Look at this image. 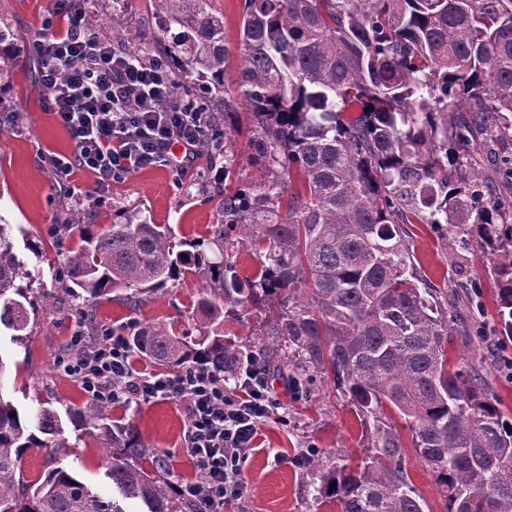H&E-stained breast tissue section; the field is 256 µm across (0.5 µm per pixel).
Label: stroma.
<instances>
[{
  "label": "stroma",
  "mask_w": 512,
  "mask_h": 512,
  "mask_svg": "<svg viewBox=\"0 0 512 512\" xmlns=\"http://www.w3.org/2000/svg\"><path fill=\"white\" fill-rule=\"evenodd\" d=\"M53 6V0H0V19L7 20L18 42L27 45L42 29ZM127 10L126 26L113 38L136 51L143 62H152L156 54L148 33L151 0H129ZM73 147L53 114L49 92L28 71L18 72L0 96V222L21 225V233L12 239L14 250L27 269L39 271L47 288L63 269L62 258L53 247L57 236L51 231L57 200L72 187H92L95 180L91 172L79 170L70 182H56L48 157L71 153ZM223 166V160L203 149L187 171L155 167L135 172L97 199L91 221L103 230L118 213L141 212L151 216L154 223L171 225L177 238L203 241L207 253L215 254L218 228L206 186ZM405 230L418 269L438 292L455 286L467 301L474 296L468 288L471 278L480 279L479 304L467 319L484 328L485 341L473 345L464 333H456L448 354L478 365L501 409L512 411V376L500 366L501 356L512 357V341L495 334L496 288L481 264L479 250L449 251L441 232L426 224H409ZM199 278V273L186 271L167 288L145 296L134 310L113 297L87 304L67 297L39 310L20 343L13 340L11 330L0 331V361L5 364L0 396L30 418L43 407L60 412L83 407L88 393L57 366L82 324L78 307L89 305L98 329L106 328L126 338L135 324L145 322L172 323L190 333L194 330L192 311ZM276 312L273 304L261 310L251 308L245 313L246 324L230 317L224 328L238 335L245 352L273 348L279 340L266 335L265 325ZM270 384L277 405L261 426L257 448L247 451L240 461L248 492L242 499L226 502L224 512H340L336 500L320 497L319 480L304 457L315 454L327 469L342 465L347 457H360L367 444V427L344 396L321 378L294 388L281 374L271 377ZM112 418L135 426L148 445L149 455L163 461L162 475L174 486L200 481L201 472L184 450L185 402L142 401L113 408ZM395 425L405 445L404 467L425 500V512H446L434 475L409 445L410 430L403 419H396ZM63 427L73 447L61 456L62 466L78 473L101 495L111 496L112 483L106 476L109 461L100 441L80 436L71 421H64Z\"/></svg>",
  "instance_id": "1"
}]
</instances>
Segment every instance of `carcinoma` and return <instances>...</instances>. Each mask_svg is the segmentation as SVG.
Here are the masks:
<instances>
[{
    "instance_id": "carcinoma-1",
    "label": "carcinoma",
    "mask_w": 512,
    "mask_h": 512,
    "mask_svg": "<svg viewBox=\"0 0 512 512\" xmlns=\"http://www.w3.org/2000/svg\"><path fill=\"white\" fill-rule=\"evenodd\" d=\"M126 0H112L116 30ZM154 43L167 59L173 92L213 106L226 93L224 18L211 0H152ZM239 67L232 81L251 115L253 165L262 177L232 191L209 188L217 223L236 243L260 252V268L242 278L228 252L212 259L201 243L174 242L167 224L140 214L99 231L87 206L59 205L61 225L79 243L58 241L66 269L51 291L13 251L14 225L0 224V327L22 339L37 307L66 295L130 303L157 293L194 268L203 274L194 316L199 335L144 323L132 348L179 371L198 364L235 372L279 371L288 382L318 374L333 382L357 414L373 421L368 453L354 466L320 475L341 512H424L403 467L395 411L412 446L435 475L447 512H512V419L483 371L448 358L458 318L455 295L418 273L403 225L431 224L448 249L472 242L489 257L498 297L499 335L512 338V0H245ZM10 25L0 21V82L23 65ZM205 147L234 173L232 132L215 125ZM498 155L497 173L476 177V154ZM299 176L303 191L283 203ZM280 306L267 335L285 351L243 355L225 336L224 318L269 301ZM72 424L99 438L111 459L107 477L119 498H105L68 469L51 468L34 490L21 470L30 448H69L60 414L41 409L31 422L0 396V512H199L156 469L134 425L112 424L110 405L91 401Z\"/></svg>"
}]
</instances>
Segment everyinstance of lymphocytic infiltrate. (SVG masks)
I'll list each match as a JSON object with an SVG mask.
<instances>
[{
  "instance_id": "f902f5d3",
  "label": "lymphocytic infiltrate",
  "mask_w": 512,
  "mask_h": 512,
  "mask_svg": "<svg viewBox=\"0 0 512 512\" xmlns=\"http://www.w3.org/2000/svg\"><path fill=\"white\" fill-rule=\"evenodd\" d=\"M67 2L55 0L32 43L42 61L40 81L74 143L72 154L49 160L56 181H70L84 169L95 175L96 190L106 191L147 167L187 169L213 126L211 113L175 96L163 59L147 64L115 46ZM73 344L60 364L95 399L113 406L157 398L185 402L187 452L205 478L183 494L198 500L201 512H224L225 502L244 494L241 456L275 406L266 376L247 375L230 392L223 374L205 366L175 375L135 367L120 336L104 332L90 342L79 335Z\"/></svg>"
}]
</instances>
